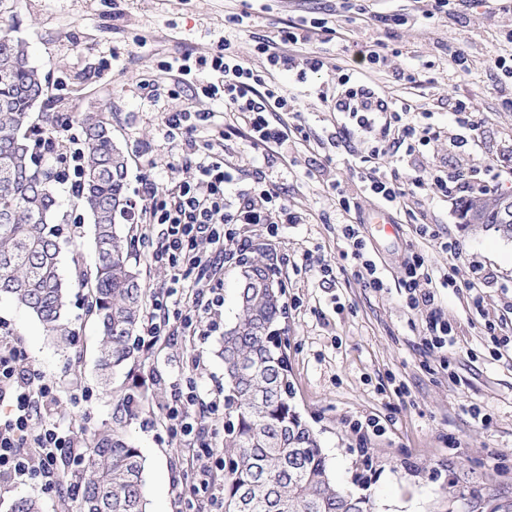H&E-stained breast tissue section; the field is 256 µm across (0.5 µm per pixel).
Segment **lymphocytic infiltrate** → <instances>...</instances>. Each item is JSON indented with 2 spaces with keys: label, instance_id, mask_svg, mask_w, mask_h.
I'll use <instances>...</instances> for the list:
<instances>
[{
  "label": "lymphocytic infiltrate",
  "instance_id": "obj_1",
  "mask_svg": "<svg viewBox=\"0 0 512 512\" xmlns=\"http://www.w3.org/2000/svg\"><path fill=\"white\" fill-rule=\"evenodd\" d=\"M317 27L289 25L277 32L280 44L268 54L271 68L298 71L300 74L320 72L324 62L320 56L302 52V45L311 43ZM164 71L173 85L184 84L191 74L208 75L201 87L203 96L220 99L233 127L241 131L253 147L275 156L287 151L291 140L304 133L302 127L285 120L294 106L287 93L269 84L265 75L245 67L230 50L229 43L218 45L208 56H183L165 63ZM338 81L343 88L336 101L337 111L347 113L359 126L381 127L392 133L393 148L413 155L419 147L438 139L433 126L418 127L410 106L391 108L375 91L351 82L349 74ZM360 183L364 192L390 206H406L415 190L424 188L425 177H416L412 190L403 189L396 181L386 179L375 170L361 168ZM235 179L232 167L223 157L205 155L192 179L161 190L146 183L138 219L145 225L161 224L165 233L160 246L149 253L152 265H163L173 271L168 286L154 293L143 318L140 336L144 348L159 340L179 334L196 335L200 326L217 325L222 316L224 294L220 286L198 289L192 300L177 299L180 277L196 269H214L224 265V244L232 240L236 224H264L277 232L280 224L289 222L288 205L271 188H258L242 194L238 208L226 201L225 188ZM343 259L352 261L366 287L383 290L384 278L374 260L369 258L366 244L355 225L344 228ZM401 280L409 308H426L422 341L429 350H451L456 345L453 329L435 308L437 287L455 291L466 290L473 305H481L485 278L473 273L470 280L458 283L452 274L434 281L426 266L424 254H411L404 262ZM24 349L9 338L0 339V481L38 480L52 486L57 479V461L67 452H74L76 443L69 430L44 418L41 410L57 398L55 389L42 383L36 370L25 367ZM170 396L164 410L171 427L191 447L197 448L199 465L195 472V492H207L214 452L201 423L192 416L191 406L200 397L192 378L169 382Z\"/></svg>",
  "mask_w": 512,
  "mask_h": 512
}]
</instances>
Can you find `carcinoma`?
Segmentation results:
<instances>
[{
    "mask_svg": "<svg viewBox=\"0 0 512 512\" xmlns=\"http://www.w3.org/2000/svg\"><path fill=\"white\" fill-rule=\"evenodd\" d=\"M44 95L39 72L25 45L0 33V297L26 308L47 335L67 348L76 331L67 317L71 282L60 272V210L53 168L33 155L29 113ZM85 137L82 206L94 226L96 263L78 283L92 284L89 312L101 326L99 370L110 374L138 365L137 330L146 289L129 262L132 237L120 228L129 216L126 163L112 143L102 112L80 116ZM496 196H476L459 205L464 231L490 230L512 239V223L492 221ZM242 264L235 321L224 330V512H371L369 495L336 488L318 435L292 403L288 362L278 336L285 283L271 294ZM140 385L112 392V426L93 433L85 463L75 471L62 460L60 486L76 497V512H147L145 458L126 435L129 421L148 402ZM471 512H512V501L493 492L471 501Z\"/></svg>",
    "mask_w": 512,
    "mask_h": 512,
    "instance_id": "cac0c4a2",
    "label": "carcinoma"
}]
</instances>
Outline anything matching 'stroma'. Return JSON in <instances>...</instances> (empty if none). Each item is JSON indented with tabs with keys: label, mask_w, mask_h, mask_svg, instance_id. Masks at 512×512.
Instances as JSON below:
<instances>
[{
	"label": "stroma",
	"mask_w": 512,
	"mask_h": 512,
	"mask_svg": "<svg viewBox=\"0 0 512 512\" xmlns=\"http://www.w3.org/2000/svg\"><path fill=\"white\" fill-rule=\"evenodd\" d=\"M239 15L245 18L240 25ZM320 19L338 32L306 46L322 57V70L303 77L270 72L272 83L295 101L288 123L302 125L310 136L277 163H268L263 150L230 128L222 102L199 95L202 77H190L179 92L156 100L138 86L141 79L159 77L164 62L210 54L225 39L246 67L269 71L260 43L286 24ZM0 28L27 43L29 62L44 80L32 125L105 113L127 159L131 200L141 199L145 181L173 186L197 162L183 137L168 135L161 121L162 113L184 109L210 115L196 136L234 168L226 189L230 202L259 181L278 187L292 222L274 236L266 225L247 224L240 237L246 257L267 250L286 283L280 326L293 402L319 435L339 488L362 489L357 476L367 460L372 470L363 489L373 512H444L449 505L469 512L475 495L497 490L512 496V358L492 355L484 328L512 310V240L465 232L455 202L434 188L418 191L410 213L359 193L356 168L376 138L331 107L342 92L339 76L349 73L388 102L409 104L419 125L440 130V138L414 156L376 160L386 177L407 184L437 170L466 173L488 163L486 182L512 193V110L504 105L512 97V75L489 66L492 57L512 55V11L492 12L472 0H453L447 13L432 17L414 0H0ZM376 38L386 44L387 60L372 66L353 47ZM458 48L467 58L462 67L450 58ZM461 102L478 122L464 146L456 141ZM343 194L351 212L339 203ZM382 216L390 229L378 225ZM352 222L385 277L384 290L365 287L353 263L340 256L343 229ZM419 224L431 225L437 240L420 238ZM451 240L457 244L453 253L442 247ZM59 241L66 279H74L76 269H91L88 221L65 225ZM414 250L426 255L431 272L453 271L457 281L469 279L477 265L494 277L478 308L465 294L441 290L437 304L457 337L447 359L423 346L422 316L406 306L400 283L404 260ZM327 266L332 275L324 274ZM90 301V288L71 289L68 313L77 320L78 336L63 349L26 309L0 299V337L21 342L29 364L57 391L53 417L81 441L112 424ZM222 337L219 331L170 336L144 354L142 390L150 405L127 434L146 459L149 512H179L178 496L196 464L194 450L166 426L156 380L190 375L203 400L223 397ZM192 357L198 366H188ZM81 389L86 401L73 403L71 393ZM472 404L486 421L467 414ZM369 418L380 420V432L358 430Z\"/></svg>",
	"instance_id": "35a3bbf8"
}]
</instances>
